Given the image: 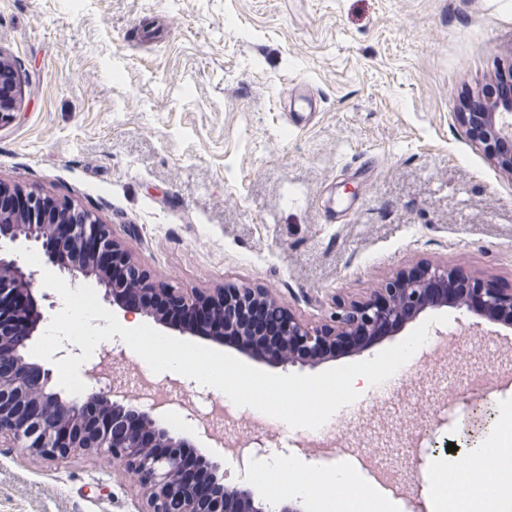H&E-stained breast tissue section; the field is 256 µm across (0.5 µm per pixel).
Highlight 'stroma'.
Masks as SVG:
<instances>
[{"instance_id":"stroma-1","label":"stroma","mask_w":512,"mask_h":512,"mask_svg":"<svg viewBox=\"0 0 512 512\" xmlns=\"http://www.w3.org/2000/svg\"><path fill=\"white\" fill-rule=\"evenodd\" d=\"M0 55L24 97L0 128V181L67 198L108 224L157 280L263 288L312 324L401 269L444 263L512 291V176L457 119L512 69V0H0ZM305 84L320 110L288 124ZM399 393L369 392L307 430L241 417L249 464L284 453L356 465L424 512L414 468L465 466L467 400L512 405V330L456 309ZM455 443L448 452L447 443ZM107 459L54 464L0 447V512H138Z\"/></svg>"}]
</instances>
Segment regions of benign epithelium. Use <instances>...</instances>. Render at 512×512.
Wrapping results in <instances>:
<instances>
[{"instance_id":"benign-epithelium-1","label":"benign epithelium","mask_w":512,"mask_h":512,"mask_svg":"<svg viewBox=\"0 0 512 512\" xmlns=\"http://www.w3.org/2000/svg\"><path fill=\"white\" fill-rule=\"evenodd\" d=\"M21 75L0 54V128L17 112ZM457 118L474 130L489 160L512 176V155L498 154L494 145L512 139V96L478 112H459ZM0 438L11 447L49 462L74 454H96L117 462L138 477L145 490L141 512H304L298 501L275 505L256 497L241 484L225 482L222 462L201 456L212 478L203 490L182 471L179 449L194 444L173 434L163 424L166 401L138 402L102 380L101 368L115 356L104 350L83 364L92 391L64 396L54 387L53 373L22 352L45 320L38 292L40 270L19 263L11 246L23 240L37 247L46 264L73 279H87L98 269L103 298L125 320L138 316L216 345L236 340L239 350L259 361L282 367L314 368L338 354H360L372 342H358L377 329L391 335L429 309L452 307L475 316L493 314L506 328L512 326V293L481 286L480 301L471 303L465 289L448 287L458 273L445 265L420 262L393 274L362 300L340 305L330 324L310 326L268 291L224 286L213 292H187L154 279L114 239L107 225L74 203L27 191L0 181ZM254 311L279 316L278 335L257 336L248 322ZM195 436L224 447V439L186 406Z\"/></svg>"}]
</instances>
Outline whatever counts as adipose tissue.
Segmentation results:
<instances>
[{"label": "adipose tissue", "instance_id": "ef3b65f1", "mask_svg": "<svg viewBox=\"0 0 512 512\" xmlns=\"http://www.w3.org/2000/svg\"><path fill=\"white\" fill-rule=\"evenodd\" d=\"M479 456L493 460L494 470L456 467L449 459L435 457L428 463L426 493L432 512H444L447 506L445 490L449 476H459L461 496L468 506L478 508L477 492L494 488L492 512H512V455L501 453L495 438H487L478 448ZM259 476L268 490L304 498L311 512H337L347 500L359 496L366 500L372 512H393L395 502L388 493L368 480L359 479L353 468L338 465L325 477H314L297 461L280 456L267 459Z\"/></svg>", "mask_w": 512, "mask_h": 512}]
</instances>
